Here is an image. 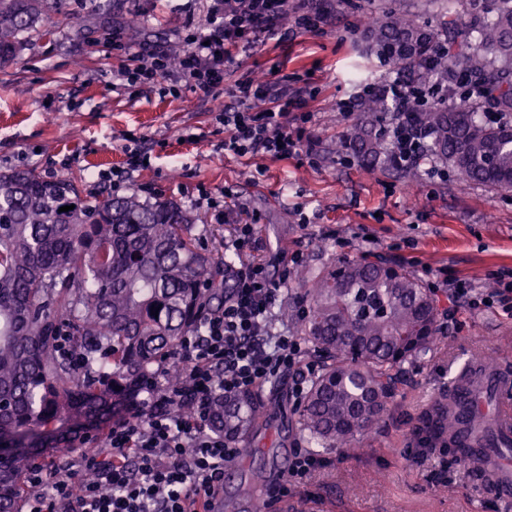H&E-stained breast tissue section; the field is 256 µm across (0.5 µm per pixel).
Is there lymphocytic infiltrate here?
Wrapping results in <instances>:
<instances>
[{
    "label": "lymphocytic infiltrate",
    "mask_w": 512,
    "mask_h": 512,
    "mask_svg": "<svg viewBox=\"0 0 512 512\" xmlns=\"http://www.w3.org/2000/svg\"><path fill=\"white\" fill-rule=\"evenodd\" d=\"M208 24L187 35L178 65L167 48L156 47L141 57L134 70L118 75L122 85L166 80L172 97L183 89L213 95L224 82V67L234 49L251 43L256 34L280 40L292 32H314L329 13L318 0H210ZM380 92L400 109L403 118L392 150L404 167L418 165L427 144L409 117L417 108L408 86L393 82L365 85L344 100L353 112L368 94ZM237 106L225 107V153L237 157L285 160L313 151L305 134L315 91L293 86L287 78L237 83ZM451 304L512 310V280L499 279L491 293L446 280ZM280 288L261 265L238 269L224 304L188 328L178 358L184 375L167 377L166 362L140 378L126 415L53 474L31 466L24 477L25 512H208L224 490V466L239 450L233 435L215 424L222 398L254 394L278 378L290 377V396L301 401L318 366L303 337L271 332L272 311ZM187 412H177L178 404Z\"/></svg>",
    "instance_id": "lymphocytic-infiltrate-1"
}]
</instances>
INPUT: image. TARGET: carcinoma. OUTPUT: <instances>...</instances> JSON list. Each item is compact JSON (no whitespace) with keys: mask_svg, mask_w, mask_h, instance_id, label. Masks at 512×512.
Instances as JSON below:
<instances>
[{"mask_svg":"<svg viewBox=\"0 0 512 512\" xmlns=\"http://www.w3.org/2000/svg\"><path fill=\"white\" fill-rule=\"evenodd\" d=\"M48 2L0 0V62L26 49ZM490 2V15L467 26L447 12L434 27L377 3L363 37L410 87L427 92L437 79L466 87L415 120L462 180L502 192L512 189V0ZM399 117L383 95H368L336 151L367 165L390 161L382 132ZM190 224L172 202L129 195L90 205L67 177L0 171V512H18L21 475L36 454L64 451L79 432L121 415L132 384L175 353L204 308L224 303V289L202 288L219 281L221 262L198 250ZM342 266V277L336 265L304 275L302 332L321 369L298 423L318 452L351 445L379 422L396 372L426 353L443 307L386 258ZM65 333L87 357L79 371L56 353ZM261 415L239 396L224 401L221 424L233 433ZM453 425L448 413L429 411L414 434L431 445Z\"/></svg>","mask_w":512,"mask_h":512,"instance_id":"obj_1","label":"carcinoma"}]
</instances>
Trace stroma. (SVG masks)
Returning a JSON list of instances; mask_svg holds the SVG:
<instances>
[{"label":"stroma","instance_id":"stroma-1","mask_svg":"<svg viewBox=\"0 0 512 512\" xmlns=\"http://www.w3.org/2000/svg\"><path fill=\"white\" fill-rule=\"evenodd\" d=\"M368 0H342L324 33H298L284 42L256 37L235 52L224 91L181 98L160 85L127 90L113 85L117 71L135 68L144 51L181 52V35L206 24L207 0H58L30 43L0 63V170L33 169L44 177L74 179L82 197L105 198L99 173L124 166V146L140 147L150 163L122 195L168 200L191 217V232L208 252H224V239L247 204L258 218L255 243L244 262L262 264L281 281L284 262L301 254L283 281L282 303L296 301L300 279L361 254L362 239L424 283L459 278L481 291L512 271V191L489 192L417 171L404 178L387 166L367 167L336 140L356 120L342 99L359 86L394 76L393 65L370 53L359 30ZM140 23L132 27L129 16ZM281 77L315 87L307 132L318 156L288 160L225 154L218 113L230 90L248 77ZM225 196L229 220L214 223L196 206L199 188ZM479 356L512 373V315L498 308L457 307L417 363L406 365L377 426L353 448L325 454L329 465L290 499L330 503L334 512H512V497L496 494L467 465L444 456L434 466L414 439L419 416ZM288 379L258 393L268 411L237 437L249 460L225 482L220 512H252L306 441Z\"/></svg>","mask_w":512,"mask_h":512}]
</instances>
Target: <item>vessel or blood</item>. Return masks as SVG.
<instances>
[{
    "instance_id": "obj_1",
    "label": "vessel or blood",
    "mask_w": 512,
    "mask_h": 512,
    "mask_svg": "<svg viewBox=\"0 0 512 512\" xmlns=\"http://www.w3.org/2000/svg\"><path fill=\"white\" fill-rule=\"evenodd\" d=\"M512 380L502 377L490 364L474 362L471 371L458 384V402L469 413V420L458 433V443L468 448L473 460L495 476L496 493H512V460L496 454L494 444L512 435V404L503 401V391Z\"/></svg>"
}]
</instances>
